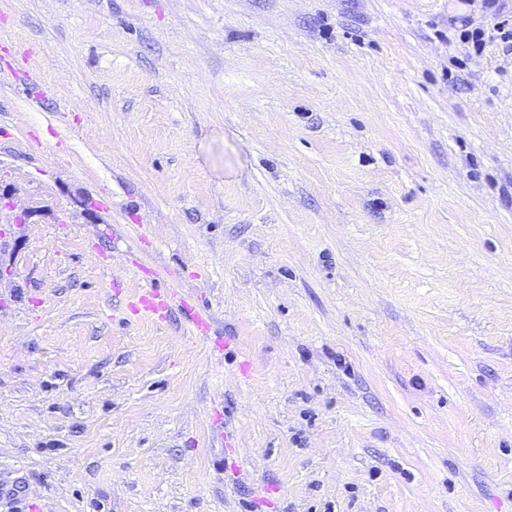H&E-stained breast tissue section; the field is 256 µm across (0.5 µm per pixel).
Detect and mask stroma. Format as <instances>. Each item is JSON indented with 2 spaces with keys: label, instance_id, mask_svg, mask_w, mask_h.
Listing matches in <instances>:
<instances>
[{
  "label": "stroma",
  "instance_id": "stroma-1",
  "mask_svg": "<svg viewBox=\"0 0 512 512\" xmlns=\"http://www.w3.org/2000/svg\"><path fill=\"white\" fill-rule=\"evenodd\" d=\"M494 23L0 0V512H512ZM174 292L161 288H144L130 304V311L134 315L146 313L162 320L176 303ZM177 306L191 323L193 334L206 335L211 329V320L204 307L188 300L180 299Z\"/></svg>",
  "mask_w": 512,
  "mask_h": 512
}]
</instances>
